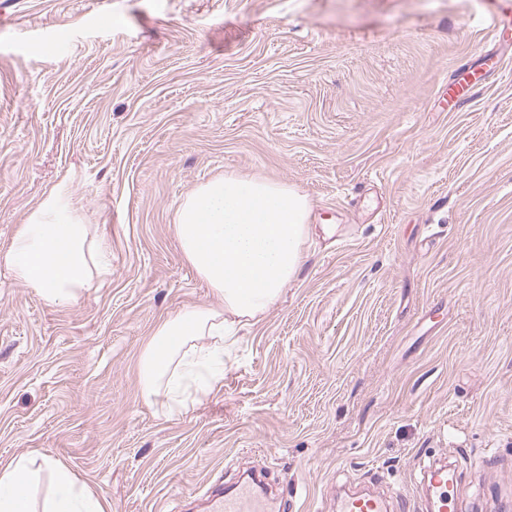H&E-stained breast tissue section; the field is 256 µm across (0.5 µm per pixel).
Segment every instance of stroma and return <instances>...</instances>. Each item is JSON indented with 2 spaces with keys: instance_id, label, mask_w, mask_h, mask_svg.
Segmentation results:
<instances>
[{
  "instance_id": "35a3bbf8",
  "label": "stroma",
  "mask_w": 512,
  "mask_h": 512,
  "mask_svg": "<svg viewBox=\"0 0 512 512\" xmlns=\"http://www.w3.org/2000/svg\"><path fill=\"white\" fill-rule=\"evenodd\" d=\"M488 8L0 0V251L58 193L112 246L63 306L0 269V464L61 461L107 512H175L242 467L292 512L376 480L427 512L418 465L441 459L462 512L512 508V40ZM488 53L503 69L449 111ZM227 172L295 187L315 229L222 386L168 419L139 357L218 303L173 224ZM483 74L479 72L470 73V78H464V82L448 85V105L452 108L462 107L467 103L471 91L482 81Z\"/></svg>"
}]
</instances>
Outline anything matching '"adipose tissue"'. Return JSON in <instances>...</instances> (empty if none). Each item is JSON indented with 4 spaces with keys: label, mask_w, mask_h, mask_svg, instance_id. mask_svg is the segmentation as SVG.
Wrapping results in <instances>:
<instances>
[{
    "label": "adipose tissue",
    "mask_w": 512,
    "mask_h": 512,
    "mask_svg": "<svg viewBox=\"0 0 512 512\" xmlns=\"http://www.w3.org/2000/svg\"><path fill=\"white\" fill-rule=\"evenodd\" d=\"M307 198L286 184L227 173L195 187L177 209L186 261L219 299L164 319L139 360L141 395L165 417L223 384L224 351L298 277L312 233ZM10 279L47 304L76 300L112 267L107 240L76 209L52 197L0 253ZM0 512H105L61 462L27 457L0 466Z\"/></svg>",
    "instance_id": "adipose-tissue-1"
}]
</instances>
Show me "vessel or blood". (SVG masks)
I'll return each mask as SVG.
<instances>
[{"label":"vessel or blood","instance_id":"b4317fda","mask_svg":"<svg viewBox=\"0 0 512 512\" xmlns=\"http://www.w3.org/2000/svg\"><path fill=\"white\" fill-rule=\"evenodd\" d=\"M482 81L481 73H471L468 80L449 85L448 103L462 107L471 91ZM422 479L429 491V512H456L455 478L445 468L422 467ZM209 512H284V502L271 498L261 477L251 476L233 486H224L221 480H212L206 489ZM335 512H389L388 500L380 494L348 493L333 503Z\"/></svg>","mask_w":512,"mask_h":512}]
</instances>
